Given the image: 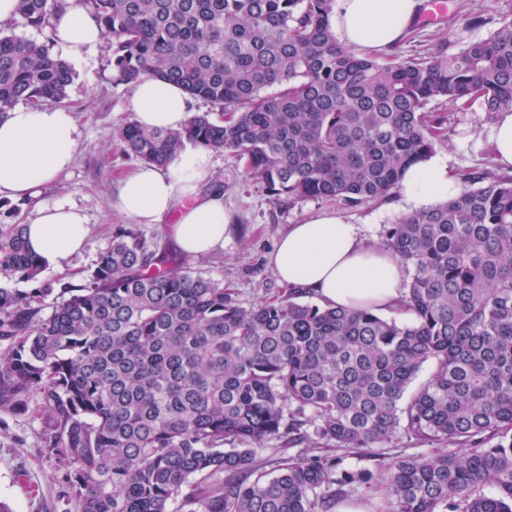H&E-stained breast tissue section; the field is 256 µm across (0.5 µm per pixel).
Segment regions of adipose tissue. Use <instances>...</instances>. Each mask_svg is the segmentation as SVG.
<instances>
[{
  "label": "adipose tissue",
  "mask_w": 512,
  "mask_h": 512,
  "mask_svg": "<svg viewBox=\"0 0 512 512\" xmlns=\"http://www.w3.org/2000/svg\"><path fill=\"white\" fill-rule=\"evenodd\" d=\"M419 0H335L332 22L338 42L361 52H381L408 30ZM57 47L80 60L101 42L104 30L79 0H66L56 17ZM130 106L146 129H182L194 101L179 85L146 78L133 90ZM77 149L72 112L54 105L15 106L0 121V199L35 201L39 189L68 171ZM214 154L190 146L166 166L140 164L120 181L113 208L141 224L157 223L174 213L173 238L186 255L199 257L224 245L231 216L222 192H203L211 178ZM461 185L442 156L413 166L401 192L406 203L428 207L458 195ZM89 226L83 213L65 204L37 203L25 238L45 263L61 265L84 246ZM269 263L279 280L311 291L325 304L384 311L402 291L403 272L386 249L364 246L359 227L333 213L292 225L277 243Z\"/></svg>",
  "instance_id": "1"
}]
</instances>
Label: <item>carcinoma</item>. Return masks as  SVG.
<instances>
[{"mask_svg": "<svg viewBox=\"0 0 512 512\" xmlns=\"http://www.w3.org/2000/svg\"><path fill=\"white\" fill-rule=\"evenodd\" d=\"M80 2L112 37L115 81L160 78L215 107L179 131L116 127L124 154L163 167L188 144L224 150L290 201L396 192L441 141L434 100L512 109V20L381 63L337 41L334 0ZM62 8L18 0L42 40L0 34V119L66 104ZM465 181L387 227L411 273L391 306L405 322L297 290L245 306L122 227L78 282L0 286V413L37 399L80 512H336L357 487L382 492L377 512H512V175ZM43 268L25 225L1 223L0 277ZM397 439L440 452L393 453ZM354 454L372 467L347 468Z\"/></svg>", "mask_w": 512, "mask_h": 512, "instance_id": "obj_1", "label": "carcinoma"}]
</instances>
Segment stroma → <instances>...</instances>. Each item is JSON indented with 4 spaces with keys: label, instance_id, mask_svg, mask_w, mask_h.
Instances as JSON below:
<instances>
[{
    "label": "stroma",
    "instance_id": "obj_1",
    "mask_svg": "<svg viewBox=\"0 0 512 512\" xmlns=\"http://www.w3.org/2000/svg\"><path fill=\"white\" fill-rule=\"evenodd\" d=\"M483 25L472 26L474 17ZM512 18V0H448V17L438 24H411L404 37L391 48L390 57L404 59L425 55L440 42L455 52L467 44L494 35L504 20ZM75 79L69 88L68 107L78 124L75 163L68 174L45 187L47 202L76 205L87 217L91 232L80 253L63 267L45 266L40 283L64 275L89 271L108 246L117 227L130 229L145 240L149 249L174 255L178 248L171 235L175 215L155 224H139L112 209L109 199L118 181L134 161L122 154L112 139L115 126L135 121L130 107L132 85L112 79V48L103 40L74 62ZM429 111L448 117L447 131L436 152L448 159L457 178L494 170L488 153V134L496 117L473 105L462 112L449 111L445 102L434 101ZM215 184L224 192V206L234 225L224 247L201 258L191 259L197 270L223 280L235 289L246 306L283 295L286 291L269 265L268 257L290 225L311 216L333 211L349 223L359 225L366 242L385 247V230L410 208L401 194L348 208L336 201L311 198L294 202L275 199L265 185L244 180L236 158L215 152ZM70 468L51 454L45 443L44 424L36 409L0 414V502L11 512H78L69 483Z\"/></svg>",
    "mask_w": 512,
    "mask_h": 512
}]
</instances>
